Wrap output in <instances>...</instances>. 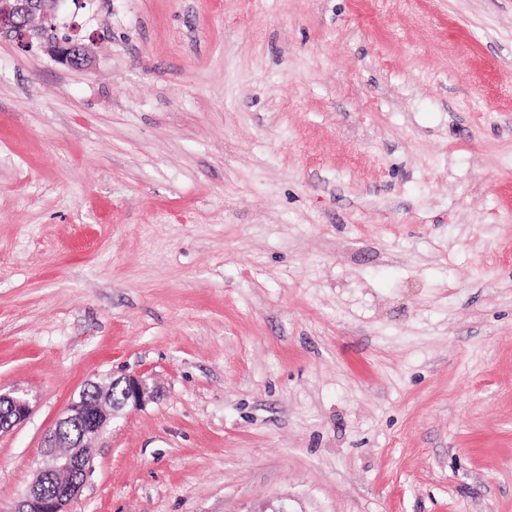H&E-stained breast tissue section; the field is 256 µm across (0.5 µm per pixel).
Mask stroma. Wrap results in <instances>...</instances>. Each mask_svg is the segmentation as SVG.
Instances as JSON below:
<instances>
[{
	"mask_svg": "<svg viewBox=\"0 0 512 512\" xmlns=\"http://www.w3.org/2000/svg\"><path fill=\"white\" fill-rule=\"evenodd\" d=\"M0 42V512H512V0H63ZM61 0H1L0 39L14 42L17 46H33L45 49L52 57L69 66L83 68L93 61V51L83 43L61 45L48 39H59L56 27L46 34L43 22L55 19ZM37 19V21H35ZM120 387V397L114 393ZM92 391L93 399L87 395ZM158 388L142 373L121 374L90 381L70 402L47 436L35 478L10 507L11 512H67L92 472L91 449L99 437L127 408L144 407L157 399ZM71 429L81 435L70 438ZM49 478L58 480L53 494L45 492ZM33 409L29 393L0 387V432H9L28 419Z\"/></svg>",
	"mask_w": 512,
	"mask_h": 512,
	"instance_id": "stroma-1",
	"label": "stroma"
}]
</instances>
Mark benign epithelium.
Here are the masks:
<instances>
[{
	"label": "benign epithelium",
	"instance_id": "benign-epithelium-1",
	"mask_svg": "<svg viewBox=\"0 0 512 512\" xmlns=\"http://www.w3.org/2000/svg\"><path fill=\"white\" fill-rule=\"evenodd\" d=\"M61 0H0V39L25 47L37 45L69 66L83 68L93 51L83 43L57 44L48 39L43 22L56 18ZM158 388L142 373L112 375L91 381L73 395L47 436L35 478L10 512H68L92 472L91 449L124 410L157 399ZM33 409L26 392L0 387V432L28 419Z\"/></svg>",
	"mask_w": 512,
	"mask_h": 512
}]
</instances>
